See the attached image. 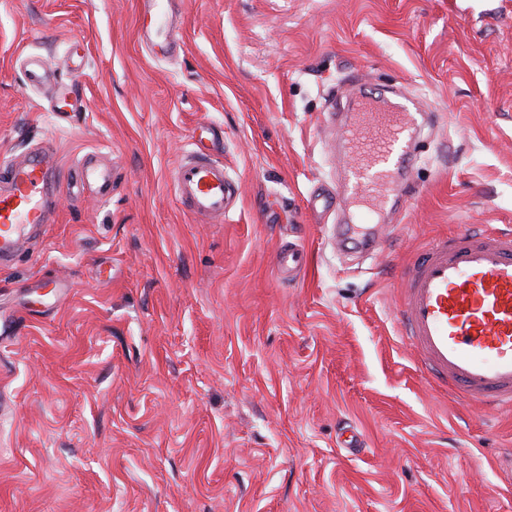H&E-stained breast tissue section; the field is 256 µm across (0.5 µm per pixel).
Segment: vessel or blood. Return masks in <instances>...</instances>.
Masks as SVG:
<instances>
[{
	"mask_svg": "<svg viewBox=\"0 0 512 512\" xmlns=\"http://www.w3.org/2000/svg\"><path fill=\"white\" fill-rule=\"evenodd\" d=\"M160 22L158 56L174 54L165 18L171 0H142ZM362 102L353 113L347 141L351 162L343 189L355 210L350 231L366 241L367 223H380L391 198L402 196L416 163L413 139L420 126L411 99L379 109L375 95L359 86ZM8 183L0 191V257L12 258L28 226L46 221L45 203L58 187L57 161L50 150L22 164L0 166ZM175 191L193 215L224 221L232 191L224 166L202 150L181 160ZM399 321L427 373L470 402L512 409V233L464 231L433 240L408 264Z\"/></svg>",
	"mask_w": 512,
	"mask_h": 512,
	"instance_id": "vessel-or-blood-1",
	"label": "vessel or blood"
}]
</instances>
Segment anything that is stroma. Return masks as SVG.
<instances>
[{
  "instance_id": "1",
  "label": "stroma",
  "mask_w": 512,
  "mask_h": 512,
  "mask_svg": "<svg viewBox=\"0 0 512 512\" xmlns=\"http://www.w3.org/2000/svg\"><path fill=\"white\" fill-rule=\"evenodd\" d=\"M149 22L136 0H0V153L51 146L64 183L0 265V512H512V410L434 384L393 315L432 239L512 233V0H177L167 59ZM36 56L57 79L28 83ZM353 79L432 115L362 254L309 205L346 162ZM199 143L237 186L220 224L174 193ZM50 276L68 287L44 304Z\"/></svg>"
}]
</instances>
